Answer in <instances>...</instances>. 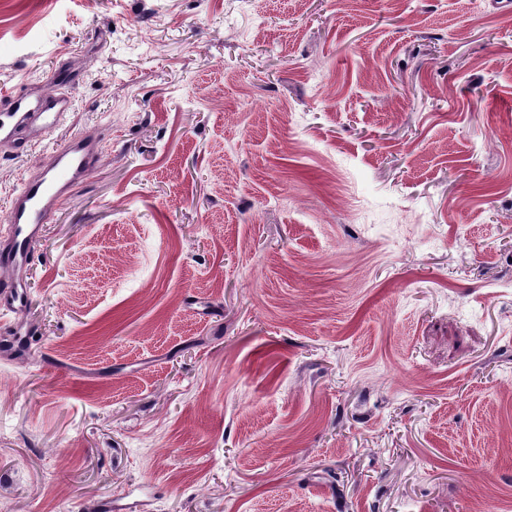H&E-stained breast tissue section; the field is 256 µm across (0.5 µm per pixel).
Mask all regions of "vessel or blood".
<instances>
[{
	"instance_id": "1",
	"label": "vessel or blood",
	"mask_w": 512,
	"mask_h": 512,
	"mask_svg": "<svg viewBox=\"0 0 512 512\" xmlns=\"http://www.w3.org/2000/svg\"><path fill=\"white\" fill-rule=\"evenodd\" d=\"M71 77L56 70L50 89L0 94V149L23 150L42 142L45 133L60 124L73 101L64 88ZM102 155L100 139L73 135L54 150L55 164L29 179L12 199L0 236V266L20 269L32 259L42 227L48 223L63 196L83 182ZM27 300L22 279L0 281V312L18 313Z\"/></svg>"
}]
</instances>
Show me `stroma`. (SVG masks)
<instances>
[{
	"mask_svg": "<svg viewBox=\"0 0 512 512\" xmlns=\"http://www.w3.org/2000/svg\"><path fill=\"white\" fill-rule=\"evenodd\" d=\"M58 68L0 512H512V0H0ZM55 164L29 179L12 199L6 233L0 238V266L21 269L32 259L35 245L62 197L83 182L102 155L101 141L75 134L54 150Z\"/></svg>",
	"mask_w": 512,
	"mask_h": 512,
	"instance_id": "35a3bbf8",
	"label": "stroma"
}]
</instances>
